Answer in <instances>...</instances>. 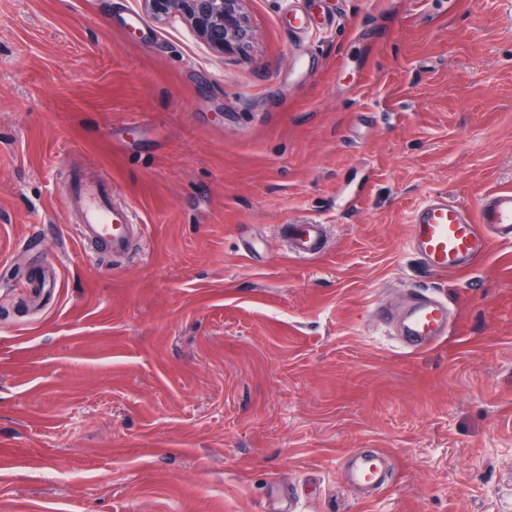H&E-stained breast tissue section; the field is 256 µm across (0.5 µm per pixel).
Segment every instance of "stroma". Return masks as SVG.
<instances>
[{
    "label": "stroma",
    "instance_id": "obj_1",
    "mask_svg": "<svg viewBox=\"0 0 512 512\" xmlns=\"http://www.w3.org/2000/svg\"><path fill=\"white\" fill-rule=\"evenodd\" d=\"M244 10L219 54L143 0H0V512H512V244L446 275L406 245L428 195L512 187V0ZM75 166L133 254L83 249ZM421 289L451 327L410 353ZM356 448L388 455L370 497ZM323 225L296 224L294 225V250L299 255H314L318 249Z\"/></svg>",
    "mask_w": 512,
    "mask_h": 512
}]
</instances>
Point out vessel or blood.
I'll return each mask as SVG.
<instances>
[{
	"label": "vessel or blood",
	"mask_w": 512,
	"mask_h": 512,
	"mask_svg": "<svg viewBox=\"0 0 512 512\" xmlns=\"http://www.w3.org/2000/svg\"><path fill=\"white\" fill-rule=\"evenodd\" d=\"M78 226L79 239L115 254L124 253L142 234L133 209L114 205L109 183L89 181L73 174L64 204ZM408 246L435 274L470 268L491 243H512V189H499L465 204L437 192L425 198L411 213ZM318 224L296 225L294 250L315 254L321 237ZM448 333V305L440 298L417 297L407 313L401 337L409 351L435 343Z\"/></svg>",
	"instance_id": "b4317fda"
}]
</instances>
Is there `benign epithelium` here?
I'll list each match as a JSON object with an SVG mask.
<instances>
[{"instance_id": "benign-epithelium-1", "label": "benign epithelium", "mask_w": 512, "mask_h": 512, "mask_svg": "<svg viewBox=\"0 0 512 512\" xmlns=\"http://www.w3.org/2000/svg\"><path fill=\"white\" fill-rule=\"evenodd\" d=\"M245 0H144L159 20L178 17L213 49H243L252 39V30L243 11Z\"/></svg>"}]
</instances>
